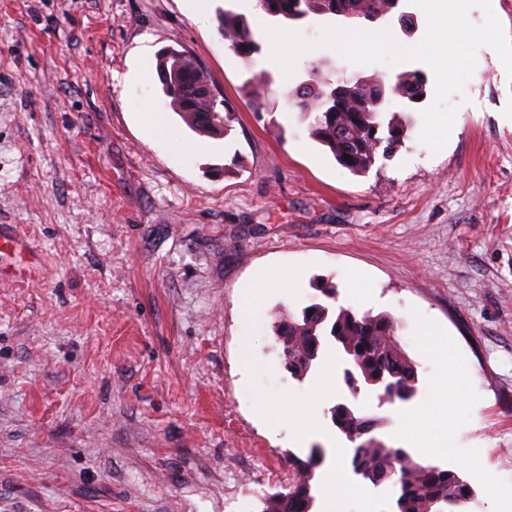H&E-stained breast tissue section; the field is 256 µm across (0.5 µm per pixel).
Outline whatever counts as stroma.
I'll list each match as a JSON object with an SVG mask.
<instances>
[{
    "label": "stroma",
    "instance_id": "35a3bbf8",
    "mask_svg": "<svg viewBox=\"0 0 512 512\" xmlns=\"http://www.w3.org/2000/svg\"><path fill=\"white\" fill-rule=\"evenodd\" d=\"M234 8L0 0V227L34 256L28 275L0 268V512H261L288 484L289 453L316 444V512H390L388 484L328 501L347 445L327 415L349 393L336 350L299 382L273 348L276 312L349 271L368 296L340 305L393 315L417 369L408 403L361 395L385 419L379 437L397 446L402 411L416 412L427 445L414 458L462 469L467 512H496L497 484H512V79L478 48L446 147L431 153L407 112L404 146L356 176L286 93L317 61L387 81L425 63L355 64L321 47L292 76L271 71L277 102L258 112L243 86L263 54L244 62L217 32V11ZM169 46L235 107L228 137L197 135L156 74L139 77ZM264 269L296 283L268 290L248 324L241 293ZM464 374L465 397L438 404L435 380ZM261 398L278 402L276 420L257 415Z\"/></svg>",
    "mask_w": 512,
    "mask_h": 512
}]
</instances>
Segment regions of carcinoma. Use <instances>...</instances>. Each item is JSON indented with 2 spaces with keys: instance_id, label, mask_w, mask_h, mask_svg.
<instances>
[{
  "instance_id": "obj_1",
  "label": "carcinoma",
  "mask_w": 512,
  "mask_h": 512,
  "mask_svg": "<svg viewBox=\"0 0 512 512\" xmlns=\"http://www.w3.org/2000/svg\"><path fill=\"white\" fill-rule=\"evenodd\" d=\"M402 0H263L260 8L283 22L300 21L312 15L383 23L400 21L407 12ZM218 31L236 55L250 60L261 50L249 20L224 11L218 16ZM157 75L169 106L197 134L212 137L232 130L233 108L216 99L211 80L196 58L176 49L157 57ZM428 80L420 71L404 72L386 81L380 77L359 80L340 76L333 80L320 66L309 68L307 78L285 95L289 106L310 119L309 134L325 147L336 162L354 175H362L380 159H390L402 146L409 130L407 120L384 119L385 105L394 95L414 106L412 99L427 97ZM223 112H218V108ZM349 155L352 161L344 159ZM323 299L298 313L280 312L274 325L275 346L294 379L301 381L319 362L325 345L332 344L344 364L345 383L353 399L328 409L336 430L352 444L353 473L363 482L380 486L393 482L398 493L391 512H461L474 498L473 489L459 469L420 462L410 451L390 447L375 434L352 438L353 429L369 422L379 429L383 420L368 416L357 402L361 390L379 401L407 403L417 394L414 363L398 338V320L389 313H357L336 305L338 288L320 289ZM326 449L309 448L305 457L288 454L295 478L288 487L263 499L261 512H313L316 503V469Z\"/></svg>"
}]
</instances>
